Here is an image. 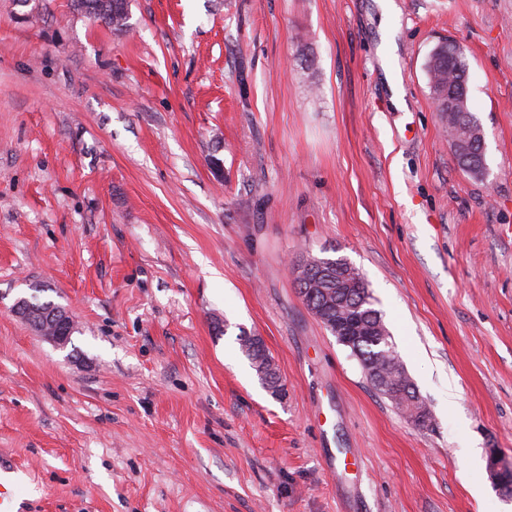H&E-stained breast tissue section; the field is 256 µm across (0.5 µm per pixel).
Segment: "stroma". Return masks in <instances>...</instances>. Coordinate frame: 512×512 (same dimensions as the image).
I'll return each mask as SVG.
<instances>
[{"label":"stroma","mask_w":512,"mask_h":512,"mask_svg":"<svg viewBox=\"0 0 512 512\" xmlns=\"http://www.w3.org/2000/svg\"><path fill=\"white\" fill-rule=\"evenodd\" d=\"M0 0V455L19 512H512V0ZM468 64L488 174L425 61ZM347 258L412 423L307 309ZM63 307L59 347L17 317ZM261 339L282 391L241 350ZM480 485L482 499L471 489ZM125 2L126 8L117 9L114 7L118 1L115 0H73V10L78 14L92 18L112 28L113 31L123 32L129 26V4ZM426 73L431 94L441 113V121L453 148L459 169L468 176L485 178V138L482 124L470 110L468 68L463 50L453 42L439 43L428 55ZM465 99L464 112H448V100ZM473 129H481L483 140L471 138ZM487 468L496 490L508 493L510 486L512 488V484L509 482L510 477L512 478L511 463H506L501 454L493 448L489 450Z\"/></svg>","instance_id":"35a3bbf8"}]
</instances>
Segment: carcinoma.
<instances>
[{
  "label": "carcinoma",
  "mask_w": 512,
  "mask_h": 512,
  "mask_svg": "<svg viewBox=\"0 0 512 512\" xmlns=\"http://www.w3.org/2000/svg\"><path fill=\"white\" fill-rule=\"evenodd\" d=\"M114 4L116 0H72L78 14L123 32L128 27L129 8L118 9ZM425 68L459 169L473 178H485V141L471 138V131L482 128V124L468 105L463 112L448 111V101L468 99V68L463 50L450 41L440 43L428 55ZM293 272L296 284L308 281L315 288V295L302 296L304 304L332 335L348 337L342 345L359 360L373 388L396 407L415 409L417 415L412 421L426 425L430 412L406 372L359 269L343 257L306 256L294 263ZM239 341L259 379L271 393H278L279 371L266 349L253 336H242Z\"/></svg>",
  "instance_id": "cac0c4a2"
}]
</instances>
